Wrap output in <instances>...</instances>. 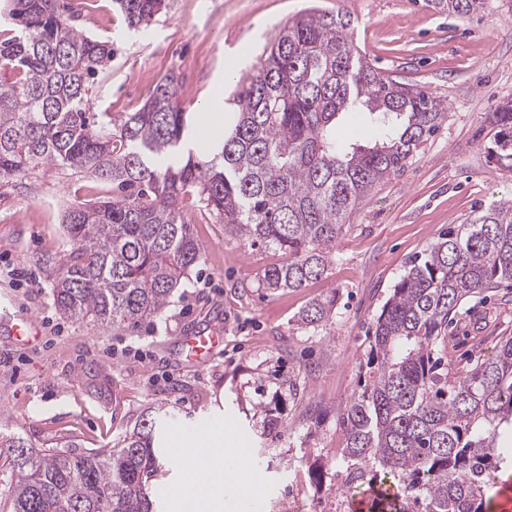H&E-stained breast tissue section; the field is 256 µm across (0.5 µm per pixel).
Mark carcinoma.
Wrapping results in <instances>:
<instances>
[{
	"instance_id": "1",
	"label": "carcinoma",
	"mask_w": 512,
	"mask_h": 512,
	"mask_svg": "<svg viewBox=\"0 0 512 512\" xmlns=\"http://www.w3.org/2000/svg\"><path fill=\"white\" fill-rule=\"evenodd\" d=\"M128 27L148 28L165 0H115ZM458 16L486 0H425ZM64 0H0V176L58 167L112 184V197L76 201L63 216L70 248L53 279L60 313L129 328L160 315L201 249L183 202L245 241L281 253L264 269L270 292L326 277L346 218L385 177L403 170L447 119L428 91L376 70L341 12L309 10L280 27L234 95L214 154L176 160L189 129L176 77L143 107L91 111L112 42L79 32ZM368 114L374 144L340 139V117ZM489 155L512 169V98L487 113ZM512 281V202L449 229L411 262L369 329L371 360L344 410L347 469L388 512H486L492 475L512 448V336L468 369L444 362L448 326L470 297ZM336 293L299 320L328 321ZM168 414L148 412L115 448H36L0 431V461L18 473L0 512H158L147 492L162 464Z\"/></svg>"
}]
</instances>
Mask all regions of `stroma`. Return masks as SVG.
I'll use <instances>...</instances> for the list:
<instances>
[{
	"mask_svg": "<svg viewBox=\"0 0 512 512\" xmlns=\"http://www.w3.org/2000/svg\"><path fill=\"white\" fill-rule=\"evenodd\" d=\"M314 6L350 16L356 48L379 71L445 102L437 133L373 186L349 215L326 278L298 291L267 292L262 273L280 254L189 208L202 258L163 313L134 329L63 317L52 291L69 246L65 207L109 196L111 185L52 167L0 178V296L34 314L42 332L32 348L0 334V424L9 431L36 447L109 448L161 406L184 434L209 421L223 426L225 447L247 439L265 486L260 512H354L359 501L377 512L368 485L344 481L339 416L367 371L369 327L410 261L478 210L512 200V170L490 159L485 120L512 96V0H487L466 17L424 0H166L136 33L112 0H83L74 25L113 42L93 111H139L148 86L172 73L182 108L200 113L215 89L234 96L278 28ZM332 290L329 320L300 324L307 303ZM210 328L222 329L224 347L206 365L171 344ZM448 333L449 365L491 356L512 336V286L470 300Z\"/></svg>",
	"mask_w": 512,
	"mask_h": 512,
	"instance_id": "obj_1",
	"label": "stroma"
}]
</instances>
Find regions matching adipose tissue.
Instances as JSON below:
<instances>
[{"label":"adipose tissue","instance_id":"obj_1","mask_svg":"<svg viewBox=\"0 0 512 512\" xmlns=\"http://www.w3.org/2000/svg\"><path fill=\"white\" fill-rule=\"evenodd\" d=\"M174 459L189 479L173 495L174 512H253L259 485L224 446L223 430L205 437L174 435Z\"/></svg>","mask_w":512,"mask_h":512}]
</instances>
